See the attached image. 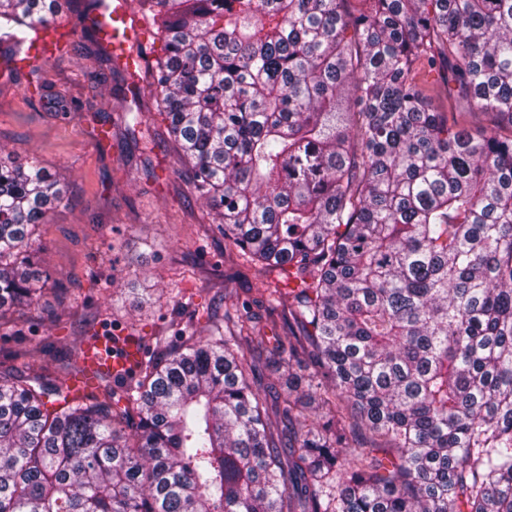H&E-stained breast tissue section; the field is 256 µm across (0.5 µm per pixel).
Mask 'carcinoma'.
Masks as SVG:
<instances>
[{
	"instance_id": "carcinoma-1",
	"label": "carcinoma",
	"mask_w": 512,
	"mask_h": 512,
	"mask_svg": "<svg viewBox=\"0 0 512 512\" xmlns=\"http://www.w3.org/2000/svg\"><path fill=\"white\" fill-rule=\"evenodd\" d=\"M360 2L139 0L197 199L281 280L267 316L237 303L76 393L26 349L0 377V512H512V0ZM56 8L0 0V23ZM65 200L0 158L1 328L40 299L33 235ZM275 316L281 393L255 379Z\"/></svg>"
}]
</instances>
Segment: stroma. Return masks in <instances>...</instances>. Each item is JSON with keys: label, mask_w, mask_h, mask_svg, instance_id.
<instances>
[{"label": "stroma", "mask_w": 512, "mask_h": 512, "mask_svg": "<svg viewBox=\"0 0 512 512\" xmlns=\"http://www.w3.org/2000/svg\"><path fill=\"white\" fill-rule=\"evenodd\" d=\"M97 0H63L71 41L32 68L13 66L17 31L0 27V155L37 159L65 178L67 202L38 231L50 275L38 304L17 309L0 330V376L19 375L24 342L40 344L54 384L74 374L70 350L92 333L176 341L204 299L258 302L263 278L243 258L225 255L224 238L197 200L188 166L158 111L147 78L139 93L112 49L83 38ZM142 113L154 151L127 134L123 115Z\"/></svg>", "instance_id": "35a3bbf8"}]
</instances>
